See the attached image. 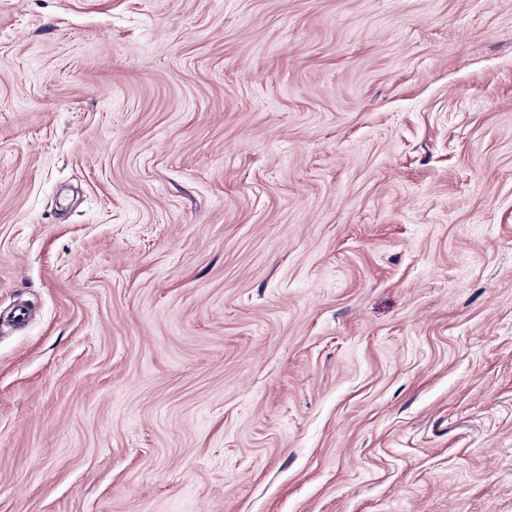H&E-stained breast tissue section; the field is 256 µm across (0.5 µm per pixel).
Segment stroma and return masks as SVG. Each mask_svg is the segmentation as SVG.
<instances>
[{
  "label": "stroma",
  "instance_id": "obj_1",
  "mask_svg": "<svg viewBox=\"0 0 512 512\" xmlns=\"http://www.w3.org/2000/svg\"><path fill=\"white\" fill-rule=\"evenodd\" d=\"M0 512H512V0H0Z\"/></svg>",
  "mask_w": 512,
  "mask_h": 512
}]
</instances>
